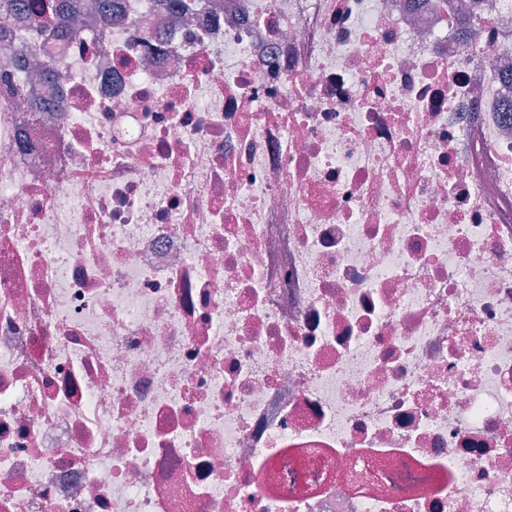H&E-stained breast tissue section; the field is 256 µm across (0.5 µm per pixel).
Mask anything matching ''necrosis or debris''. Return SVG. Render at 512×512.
Listing matches in <instances>:
<instances>
[{
    "instance_id": "obj_1",
    "label": "necrosis or debris",
    "mask_w": 512,
    "mask_h": 512,
    "mask_svg": "<svg viewBox=\"0 0 512 512\" xmlns=\"http://www.w3.org/2000/svg\"><path fill=\"white\" fill-rule=\"evenodd\" d=\"M214 3L0 78V512H512V0Z\"/></svg>"
}]
</instances>
